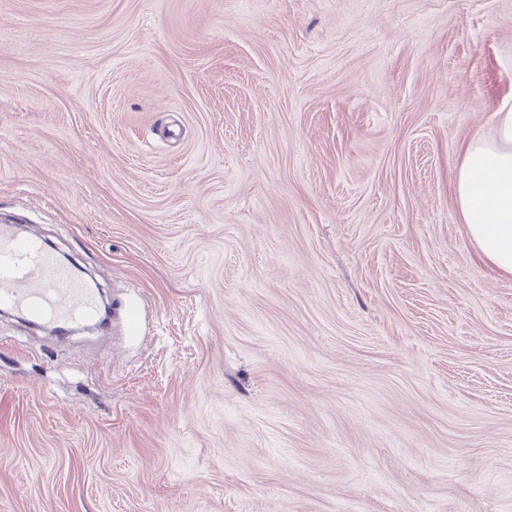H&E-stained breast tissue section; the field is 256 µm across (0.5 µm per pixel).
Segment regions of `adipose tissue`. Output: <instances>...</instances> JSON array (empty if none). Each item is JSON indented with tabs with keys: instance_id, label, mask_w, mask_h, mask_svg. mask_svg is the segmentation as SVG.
Masks as SVG:
<instances>
[{
	"instance_id": "obj_1",
	"label": "adipose tissue",
	"mask_w": 512,
	"mask_h": 512,
	"mask_svg": "<svg viewBox=\"0 0 512 512\" xmlns=\"http://www.w3.org/2000/svg\"><path fill=\"white\" fill-rule=\"evenodd\" d=\"M494 139H473L458 168L456 194L467 233L500 273L512 276V106L494 114Z\"/></svg>"
}]
</instances>
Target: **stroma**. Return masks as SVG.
I'll use <instances>...</instances> for the list:
<instances>
[{"mask_svg":"<svg viewBox=\"0 0 512 512\" xmlns=\"http://www.w3.org/2000/svg\"><path fill=\"white\" fill-rule=\"evenodd\" d=\"M506 103L512 0H0V224L141 309L0 314V512H512ZM493 140L473 139L458 168L456 194L475 247L500 273L512 276V106L494 113ZM483 179L476 181L475 173Z\"/></svg>","mask_w":512,"mask_h":512,"instance_id":"stroma-1","label":"stroma"}]
</instances>
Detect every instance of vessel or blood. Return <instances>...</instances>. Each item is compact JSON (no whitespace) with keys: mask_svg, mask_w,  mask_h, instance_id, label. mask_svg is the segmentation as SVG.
Masks as SVG:
<instances>
[{"mask_svg":"<svg viewBox=\"0 0 512 512\" xmlns=\"http://www.w3.org/2000/svg\"><path fill=\"white\" fill-rule=\"evenodd\" d=\"M0 306L42 323L71 327L93 319L96 293L38 240L0 224Z\"/></svg>","mask_w":512,"mask_h":512,"instance_id":"b4317fda","label":"vessel or blood"}]
</instances>
